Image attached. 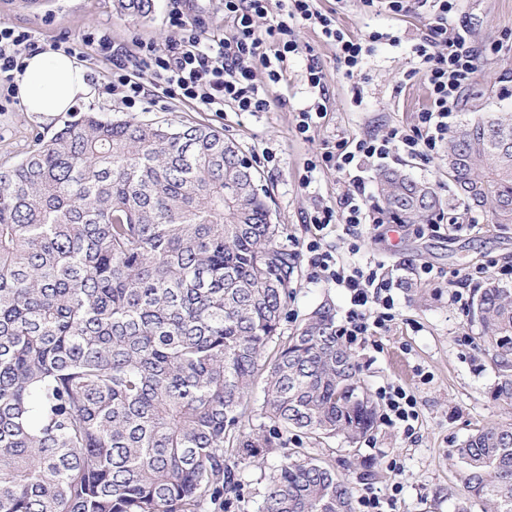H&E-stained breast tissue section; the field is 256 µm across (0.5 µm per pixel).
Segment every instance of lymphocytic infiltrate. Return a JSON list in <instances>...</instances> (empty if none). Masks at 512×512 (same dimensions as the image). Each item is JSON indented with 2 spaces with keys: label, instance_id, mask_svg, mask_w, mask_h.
I'll return each mask as SVG.
<instances>
[{
  "label": "lymphocytic infiltrate",
  "instance_id": "lymphocytic-infiltrate-1",
  "mask_svg": "<svg viewBox=\"0 0 512 512\" xmlns=\"http://www.w3.org/2000/svg\"><path fill=\"white\" fill-rule=\"evenodd\" d=\"M189 0H168L171 36L167 45L138 40L132 47L116 44L109 35L85 34L80 40L67 37L54 42V49L70 55L93 51L112 64L105 85L128 111L160 102L191 104L200 112H267L274 105L275 89L288 71V58L298 53L295 31L300 27L320 29L336 48L344 76H353L363 60L383 40L381 32L357 38L337 27L332 15L323 13L315 0H224L228 31L211 32L187 11ZM430 21L414 46L419 71L429 93L430 104L418 112L412 127H395L385 134L367 133L325 143L309 158L300 178L309 186L315 172L336 170L344 189L337 207L314 210L307 221L314 234L305 245L307 265L313 281H324L346 289L351 307L338 332L347 344L363 346L389 332L399 310L392 294L394 283L383 263L373 267L348 268L325 249L327 228L341 226L351 235L350 248L359 251L364 231L379 229L386 215L370 200L362 173L368 166L389 159L394 149L410 157L436 153L448 138L462 104L464 90L473 84L478 54L471 46L468 29L452 21L459 0H428ZM39 44L26 30L0 23V112L18 104L13 71L23 69V56L37 51ZM309 104L296 115L295 134L311 140L328 114L325 75L318 62L307 67ZM381 420L413 436L419 420L414 392L388 385L379 393Z\"/></svg>",
  "mask_w": 512,
  "mask_h": 512
}]
</instances>
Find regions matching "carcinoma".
I'll return each mask as SVG.
<instances>
[{
	"mask_svg": "<svg viewBox=\"0 0 512 512\" xmlns=\"http://www.w3.org/2000/svg\"><path fill=\"white\" fill-rule=\"evenodd\" d=\"M444 156L457 194L512 225V115L459 125ZM378 199L397 224L445 206L400 169L379 174ZM283 234L258 171L206 125L78 112L0 167V512H224L241 470L288 448V430L363 439L377 407L331 303L283 335L295 262ZM470 313L492 396L512 405V285L487 278ZM453 454L455 512H512L511 424L477 427ZM258 512H354V491L295 450Z\"/></svg>",
	"mask_w": 512,
	"mask_h": 512,
	"instance_id": "1",
	"label": "carcinoma"
}]
</instances>
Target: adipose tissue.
Returning a JSON list of instances; mask_svg holds the SVG:
<instances>
[{"instance_id": "adipose-tissue-1", "label": "adipose tissue", "mask_w": 512, "mask_h": 512, "mask_svg": "<svg viewBox=\"0 0 512 512\" xmlns=\"http://www.w3.org/2000/svg\"><path fill=\"white\" fill-rule=\"evenodd\" d=\"M24 63L14 81L26 111L57 116L94 92L89 71L76 56L47 47L26 56Z\"/></svg>"}]
</instances>
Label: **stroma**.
I'll use <instances>...</instances> for the list:
<instances>
[{"mask_svg": "<svg viewBox=\"0 0 512 512\" xmlns=\"http://www.w3.org/2000/svg\"><path fill=\"white\" fill-rule=\"evenodd\" d=\"M167 5L168 0H153L149 17L136 19L119 15L114 0H0V22L32 31L42 46L88 32L110 34L126 47L136 39L162 45L170 36ZM317 6L333 14L337 24L355 36L364 38L380 31L392 33L394 39L376 43L374 52L348 78L335 47L321 32L300 29L298 41L304 51L290 57L287 79L277 89L279 100L268 112L219 114L172 103L131 113L102 92L76 106L77 111L99 112L113 120L204 123L240 144L273 196L274 220L285 227V247L296 255L295 290L282 323L287 333L323 301L334 305L340 319L350 307L345 289L311 280L300 248L314 232L306 217L317 206L335 205L342 190V180L333 170L316 173L311 185L302 187L305 160L324 142L338 137L412 126L430 102L426 85L413 73L418 60L412 47L426 30L424 9L416 7L402 15L377 13L362 0H317ZM456 20L469 29L471 45L479 54L477 79L464 93L458 120L512 113V0H462ZM312 57L327 76L328 114L312 140L305 141L296 136L294 124L297 112L309 103L306 66ZM63 122L60 116L35 117L20 106L0 112V167L22 158L36 133L52 135ZM268 151L274 154V162L265 161ZM397 165L416 180L436 184L455 212L467 211L448 184L442 155L406 156ZM471 214L475 226L463 233L444 231L421 237L407 225L395 227L390 234H368L355 255L349 253L342 230L328 232L325 238L344 263L382 261L399 281L396 324L379 337L377 346L358 347L354 353L370 394L391 384L402 385L416 394L420 418L410 438L401 429L379 422L356 444L336 437L313 445L292 433L288 445L305 447L308 455L333 463L359 495L368 491L386 494L392 480H399L403 490L396 512H454L463 487L453 448L476 426L512 423V406L491 395L496 372L476 348L480 329L469 324L466 308L448 294V280L454 275L491 258L512 263V226L493 228L484 211ZM423 262L442 271L444 277L420 282L418 290H410L407 283L415 279V268ZM281 459L278 452L259 453L240 475L241 500L230 512H257L266 480Z\"/></svg>", "mask_w": 512, "mask_h": 512, "instance_id": "35a3bbf8", "label": "stroma"}]
</instances>
